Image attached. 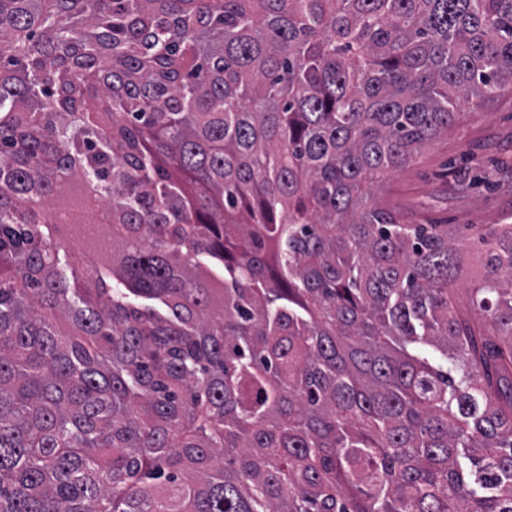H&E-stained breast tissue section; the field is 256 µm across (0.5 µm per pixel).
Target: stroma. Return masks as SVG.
Masks as SVG:
<instances>
[{"label": "stroma", "instance_id": "obj_1", "mask_svg": "<svg viewBox=\"0 0 512 512\" xmlns=\"http://www.w3.org/2000/svg\"><path fill=\"white\" fill-rule=\"evenodd\" d=\"M380 198L404 224H501L512 217V85L465 106L448 132L382 179Z\"/></svg>", "mask_w": 512, "mask_h": 512}]
</instances>
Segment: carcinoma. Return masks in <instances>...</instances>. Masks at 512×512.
Here are the masks:
<instances>
[{
	"mask_svg": "<svg viewBox=\"0 0 512 512\" xmlns=\"http://www.w3.org/2000/svg\"><path fill=\"white\" fill-rule=\"evenodd\" d=\"M510 84L512 0H0V512H512V224L462 312L374 190Z\"/></svg>",
	"mask_w": 512,
	"mask_h": 512,
	"instance_id": "carcinoma-1",
	"label": "carcinoma"
}]
</instances>
